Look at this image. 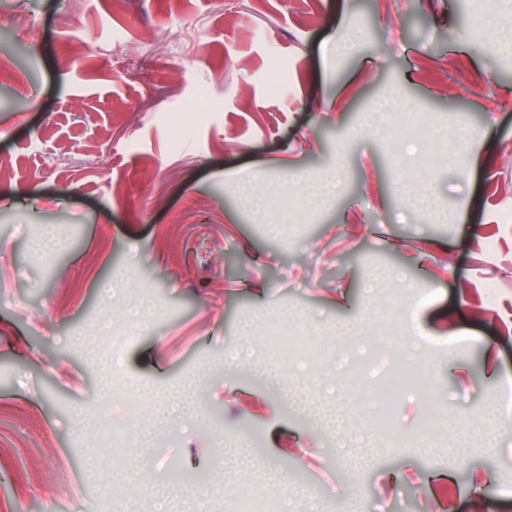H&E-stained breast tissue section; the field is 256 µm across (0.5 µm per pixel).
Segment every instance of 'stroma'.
Returning <instances> with one entry per match:
<instances>
[{
	"instance_id": "obj_1",
	"label": "stroma",
	"mask_w": 512,
	"mask_h": 512,
	"mask_svg": "<svg viewBox=\"0 0 512 512\" xmlns=\"http://www.w3.org/2000/svg\"><path fill=\"white\" fill-rule=\"evenodd\" d=\"M404 100L450 136L426 181ZM0 186V512H41L38 462L71 512H512V0H0ZM410 306L420 442L417 394L390 437L337 381ZM278 318L326 361L270 354ZM105 378L137 460L95 440ZM279 500L266 493H251L237 496L231 512H280Z\"/></svg>"
}]
</instances>
